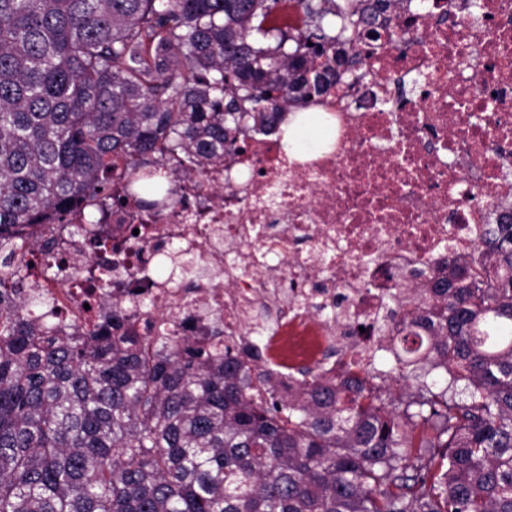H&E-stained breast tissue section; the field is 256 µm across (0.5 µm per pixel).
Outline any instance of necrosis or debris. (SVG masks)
<instances>
[{
    "label": "necrosis or debris",
    "instance_id": "1",
    "mask_svg": "<svg viewBox=\"0 0 512 512\" xmlns=\"http://www.w3.org/2000/svg\"><path fill=\"white\" fill-rule=\"evenodd\" d=\"M361 49L364 78L307 115L325 131L313 151L255 128L182 180L181 204L148 211L131 198L93 222L81 211L76 235L30 226L14 266L46 299L44 323L96 327L103 296L85 243L106 236L119 247L112 295L137 335L165 322L201 336L221 317L227 343L259 337L280 397L296 395L304 365L335 381L330 347L353 365L384 350L368 330L395 285L415 295L447 275L512 205V0H394L386 34ZM50 238L55 251L30 271L31 248ZM185 257L204 272L192 289L159 274Z\"/></svg>",
    "mask_w": 512,
    "mask_h": 512
}]
</instances>
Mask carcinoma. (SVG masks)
Segmentation results:
<instances>
[{
    "instance_id": "cac0c4a2",
    "label": "carcinoma",
    "mask_w": 512,
    "mask_h": 512,
    "mask_svg": "<svg viewBox=\"0 0 512 512\" xmlns=\"http://www.w3.org/2000/svg\"><path fill=\"white\" fill-rule=\"evenodd\" d=\"M389 4L0 0V512H512V223L433 281L438 307L393 289L395 365L306 368L288 400L219 321L130 336L115 304L46 328L10 265L29 225L123 204L114 177L177 202L244 123L360 70ZM167 156L169 178L141 173Z\"/></svg>"
}]
</instances>
